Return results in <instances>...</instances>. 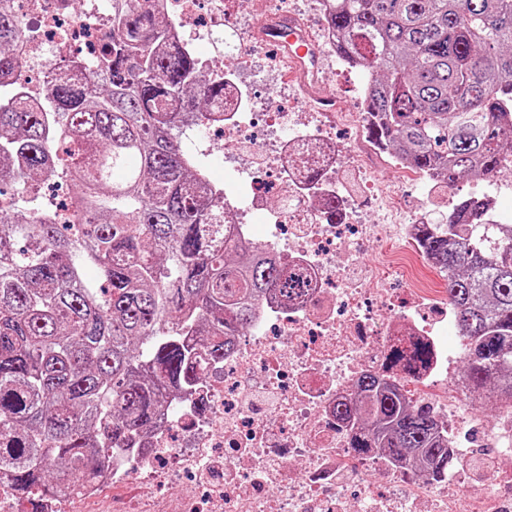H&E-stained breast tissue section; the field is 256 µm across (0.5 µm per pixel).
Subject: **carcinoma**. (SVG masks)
Listing matches in <instances>:
<instances>
[{
  "label": "carcinoma",
  "instance_id": "1",
  "mask_svg": "<svg viewBox=\"0 0 512 512\" xmlns=\"http://www.w3.org/2000/svg\"><path fill=\"white\" fill-rule=\"evenodd\" d=\"M334 2L336 53L370 75L375 138L449 185L496 173L512 154V0ZM170 28L161 0H112L87 79L57 74L80 59L42 67L33 111L17 76L25 26L0 0V187L14 196L0 209V482L20 501L138 454L157 410L197 386L199 363L224 359L259 300L304 293L298 272L257 259L217 218L224 186L198 190L207 172L179 139L213 115L224 83L202 78ZM47 181L74 190L66 223L33 206ZM502 235L468 198L422 225L420 243L467 338L463 388L512 399V224ZM389 359L422 366L430 351ZM339 415L358 453L448 470L433 416L396 385L367 380Z\"/></svg>",
  "mask_w": 512,
  "mask_h": 512
}]
</instances>
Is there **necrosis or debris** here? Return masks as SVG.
<instances>
[{
	"instance_id": "1",
	"label": "necrosis or debris",
	"mask_w": 512,
	"mask_h": 512,
	"mask_svg": "<svg viewBox=\"0 0 512 512\" xmlns=\"http://www.w3.org/2000/svg\"><path fill=\"white\" fill-rule=\"evenodd\" d=\"M32 34L22 60L94 59L112 16V0H85L64 12L59 0H14ZM175 40L220 44V63L208 79H223L224 100L209 122L185 126L192 154L222 132L224 171L247 195V208L224 201V220L236 236L304 275L305 293L293 302L275 296L258 305L247 335L231 339L220 364L207 366L195 390L168 398L143 443L144 455L113 457L97 480L79 482L47 502L69 512L94 501L100 512H512V407L481 430L474 454L482 464L463 475L434 477L349 446L336 416L363 380L380 376L421 392L448 437L452 455L481 401L447 390L466 340L446 294L423 283L430 261L417 228L432 223L427 205L407 207L399 186L379 177L381 165L403 180L443 190L441 177L387 155L372 137L375 117L365 99L305 123L261 99L241 77L252 46L224 0H164ZM370 177L357 195L344 191L342 172ZM374 262H365V255ZM402 287H392L390 275ZM426 346L429 362L415 370L389 367L393 348ZM141 487V497H102L107 486Z\"/></svg>"
}]
</instances>
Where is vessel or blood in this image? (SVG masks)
<instances>
[{
	"mask_svg": "<svg viewBox=\"0 0 512 512\" xmlns=\"http://www.w3.org/2000/svg\"><path fill=\"white\" fill-rule=\"evenodd\" d=\"M256 26L265 42L288 57L294 76L305 90H312L318 82V49L307 27L288 15L259 19Z\"/></svg>",
	"mask_w": 512,
	"mask_h": 512,
	"instance_id": "1",
	"label": "vessel or blood"
}]
</instances>
